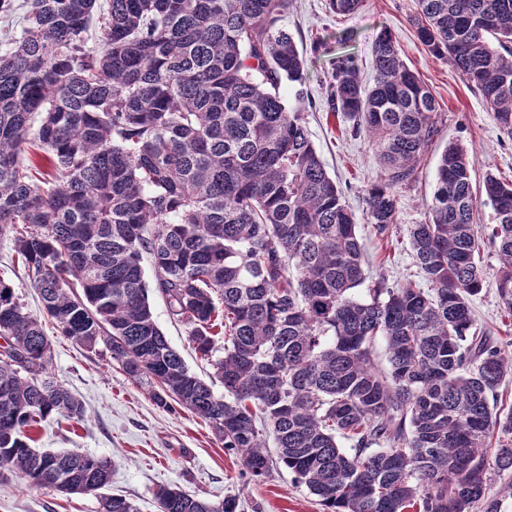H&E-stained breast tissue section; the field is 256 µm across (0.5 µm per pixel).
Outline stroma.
Masks as SVG:
<instances>
[{
  "instance_id": "35a3bbf8",
  "label": "stroma",
  "mask_w": 512,
  "mask_h": 512,
  "mask_svg": "<svg viewBox=\"0 0 512 512\" xmlns=\"http://www.w3.org/2000/svg\"><path fill=\"white\" fill-rule=\"evenodd\" d=\"M416 9V0H364L354 14L339 16L330 11L328 0H291L283 17L306 57L303 89L311 104L302 116L309 137L356 217L371 277L382 275L391 283L416 276L406 228L426 219L422 202L433 194L438 157L447 143L467 148L476 177L491 172L512 181V140L500 132L479 92L418 41L410 22ZM384 30L436 95L442 126L417 181L398 190L397 222L383 239L368 224L362 199L365 187L381 173L371 139L329 112L327 94L336 58L345 51L357 57L364 82L372 83V47ZM346 34L352 40L344 45L340 38ZM481 261L487 278L472 300L476 326L495 342L512 346V312L504 310L495 285L497 257L488 248ZM0 278L14 287L29 312L42 315L40 295L6 236L0 237ZM149 301L158 326L188 367L203 379L212 378L214 370L196 354L186 326L173 319L158 294H150ZM46 331L52 339L48 372L83 403L85 419L75 423L50 416L31 431L36 447L111 459L108 493L130 498L138 512H160L156 492L167 486L213 501L235 496L237 512H322L316 497L282 467L260 478L245 474L240 452L226 449L208 424L182 407H158L150 386L128 378L104 349L87 350L61 336L51 323ZM0 512H100V507L95 494L31 489L9 473L0 479Z\"/></svg>"
}]
</instances>
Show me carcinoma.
Returning a JSON list of instances; mask_svg holds the SVG:
<instances>
[{
  "instance_id": "1",
  "label": "carcinoma",
  "mask_w": 512,
  "mask_h": 512,
  "mask_svg": "<svg viewBox=\"0 0 512 512\" xmlns=\"http://www.w3.org/2000/svg\"><path fill=\"white\" fill-rule=\"evenodd\" d=\"M290 0H23L0 49V236L60 333L104 346L155 402L176 403L264 475L277 463L323 512H474L488 486L486 448L512 471V411L491 403L512 352L476 330L485 282L512 312V182L450 142L428 220L408 225L423 283L370 279L354 214L303 124L306 59L281 24ZM418 40L482 95L512 139V0H418ZM101 49L86 46L94 16ZM367 87L336 57L329 111L371 134L382 167L363 193L368 223H397L396 191L414 183L439 137L441 105L384 31ZM54 181L39 184L41 161ZM495 224L473 225L478 197ZM170 313L224 386L192 372L156 323L144 260ZM224 347H215V337ZM383 339L387 367L374 362ZM0 475L63 494L101 492L102 512H137L104 493L112 462L30 445L53 414L83 404L46 376L51 340L0 279ZM346 440L350 448L341 446ZM160 512H237L164 487Z\"/></svg>"
}]
</instances>
